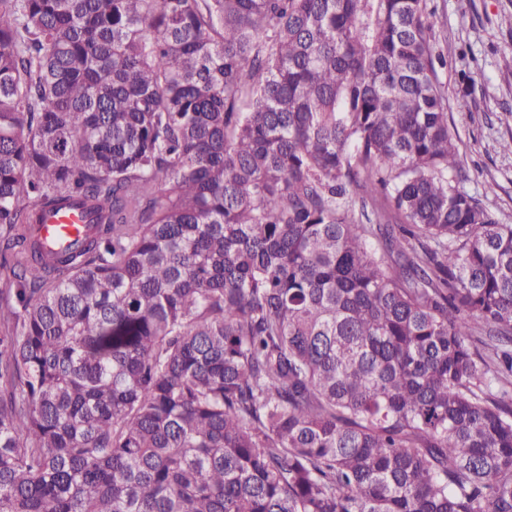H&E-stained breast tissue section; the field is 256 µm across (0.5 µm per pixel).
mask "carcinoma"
Returning <instances> with one entry per match:
<instances>
[{
	"label": "carcinoma",
	"instance_id": "obj_1",
	"mask_svg": "<svg viewBox=\"0 0 512 512\" xmlns=\"http://www.w3.org/2000/svg\"><path fill=\"white\" fill-rule=\"evenodd\" d=\"M438 24L0 0V512H512V224ZM84 218L79 209H67L49 215L40 226V237L44 241L74 240L84 228Z\"/></svg>",
	"mask_w": 512,
	"mask_h": 512
}]
</instances>
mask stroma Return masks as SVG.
<instances>
[{
    "mask_svg": "<svg viewBox=\"0 0 512 512\" xmlns=\"http://www.w3.org/2000/svg\"><path fill=\"white\" fill-rule=\"evenodd\" d=\"M447 64L438 80L460 139L459 185L512 224V0H431Z\"/></svg>",
    "mask_w": 512,
    "mask_h": 512,
    "instance_id": "1",
    "label": "stroma"
}]
</instances>
